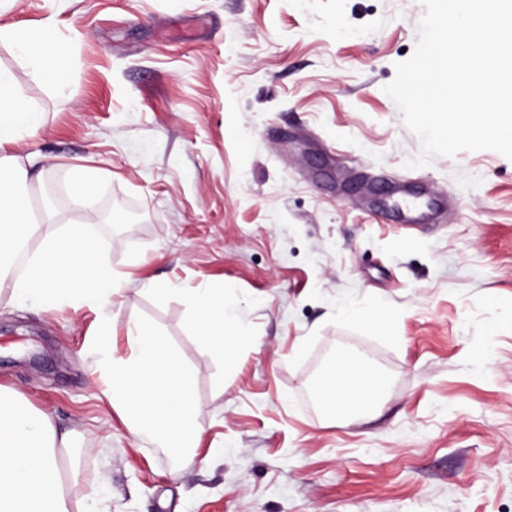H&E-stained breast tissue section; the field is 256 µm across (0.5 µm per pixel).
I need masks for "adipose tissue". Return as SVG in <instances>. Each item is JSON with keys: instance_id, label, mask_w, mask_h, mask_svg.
<instances>
[{"instance_id": "obj_1", "label": "adipose tissue", "mask_w": 512, "mask_h": 512, "mask_svg": "<svg viewBox=\"0 0 512 512\" xmlns=\"http://www.w3.org/2000/svg\"><path fill=\"white\" fill-rule=\"evenodd\" d=\"M49 26L0 27V41L38 72L50 85L62 88L69 71V54L62 38H49ZM46 117L18 93L13 73L0 68V268L21 246L38 241L39 255L14 292L38 299L44 309L62 301L75 306H100L115 295L122 278L108 264L89 230L92 216L86 209L100 178L98 169L70 171L68 194L84 220L65 225L60 233L43 235L51 214L36 216L29 172L14 146L36 139ZM183 299L193 313L198 339L220 355L225 368H233L232 344L245 334L230 312L220 283L187 290ZM130 354L115 353L108 323H100L94 346L97 369L106 382L104 394L119 410L131 435H150L173 455L197 449L203 429L196 419L190 391L191 370L149 325L130 322ZM344 412L367 413L381 393L379 379L363 383L348 377L327 381ZM69 446L67 435L54 427L48 414L33 408L19 391L0 385V512H71L64 493L62 459Z\"/></svg>"}]
</instances>
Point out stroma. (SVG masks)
Returning a JSON list of instances; mask_svg holds the SVG:
<instances>
[{"mask_svg": "<svg viewBox=\"0 0 512 512\" xmlns=\"http://www.w3.org/2000/svg\"><path fill=\"white\" fill-rule=\"evenodd\" d=\"M421 0H0V26L69 39L64 93L0 44L46 126L37 188L81 216L69 167L101 170L96 235L126 282L99 309L44 312L0 280V385L71 435L66 485L108 512H512V160L421 142L384 87ZM220 283L247 328L237 367L193 334L179 291ZM385 312L380 336L340 307ZM138 320L194 372L204 430L175 459L133 438L102 394L91 337ZM369 356L373 413L311 400L336 356ZM219 455H210V448Z\"/></svg>", "mask_w": 512, "mask_h": 512, "instance_id": "obj_1", "label": "stroma"}]
</instances>
